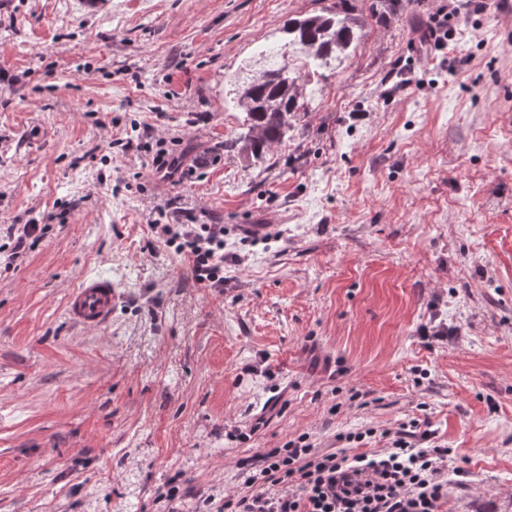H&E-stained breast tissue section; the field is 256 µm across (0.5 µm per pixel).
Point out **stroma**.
I'll return each instance as SVG.
<instances>
[{
  "mask_svg": "<svg viewBox=\"0 0 512 512\" xmlns=\"http://www.w3.org/2000/svg\"><path fill=\"white\" fill-rule=\"evenodd\" d=\"M334 0H0V512H155L157 485L243 488L308 434L427 423L469 471L441 512H512V0L448 50L400 0L307 87L263 161L234 84ZM168 150L191 173L159 180ZM224 227L206 288L148 224ZM110 275L97 329L67 294ZM432 340L420 337L421 329ZM40 224H23L22 228L20 227L18 231H21L18 233V235H15L14 231V225H11L8 229V238L13 239V244L11 249L8 251L9 246L6 247V244L0 246V254L4 252H9L7 255L8 260L11 262L18 260L23 252L26 250L27 241L32 239V243L35 241H38L41 237V235H37L38 231H43L45 228V225L40 228ZM2 249V251H1Z\"/></svg>",
  "mask_w": 512,
  "mask_h": 512,
  "instance_id": "stroma-1",
  "label": "stroma"
}]
</instances>
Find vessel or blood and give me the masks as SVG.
I'll use <instances>...</instances> for the list:
<instances>
[{
    "label": "vessel or blood",
    "mask_w": 512,
    "mask_h": 512,
    "mask_svg": "<svg viewBox=\"0 0 512 512\" xmlns=\"http://www.w3.org/2000/svg\"><path fill=\"white\" fill-rule=\"evenodd\" d=\"M115 287L111 279L88 276L73 289L67 301V316L85 328H99L112 316Z\"/></svg>",
    "instance_id": "1"
}]
</instances>
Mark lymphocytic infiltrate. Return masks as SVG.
Listing matches in <instances>:
<instances>
[{
  "label": "lymphocytic infiltrate",
  "instance_id": "f902f5d3",
  "mask_svg": "<svg viewBox=\"0 0 512 512\" xmlns=\"http://www.w3.org/2000/svg\"><path fill=\"white\" fill-rule=\"evenodd\" d=\"M485 0H439L431 17L435 48L452 40L467 14L483 12ZM157 243L184 256L198 284H224V227L151 222ZM418 421L404 423L383 451L323 452L307 435L268 449L260 465L243 461L238 478L246 490L225 499V512H439L448 495L442 475L449 449L435 445Z\"/></svg>",
  "mask_w": 512,
  "mask_h": 512
}]
</instances>
